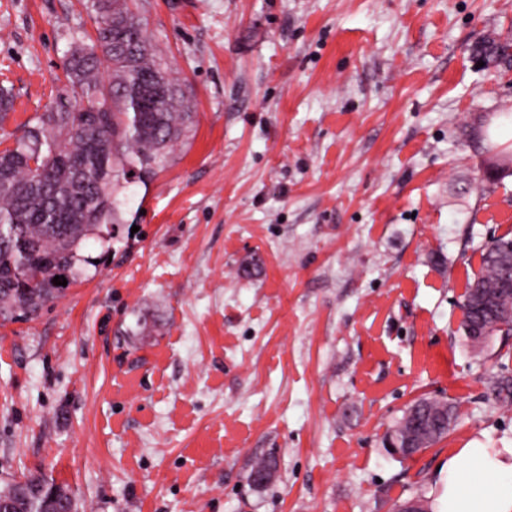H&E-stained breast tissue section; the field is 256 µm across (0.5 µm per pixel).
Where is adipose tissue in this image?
I'll return each mask as SVG.
<instances>
[{
	"instance_id": "obj_1",
	"label": "adipose tissue",
	"mask_w": 512,
	"mask_h": 512,
	"mask_svg": "<svg viewBox=\"0 0 512 512\" xmlns=\"http://www.w3.org/2000/svg\"><path fill=\"white\" fill-rule=\"evenodd\" d=\"M432 512H512V447L472 442L436 470Z\"/></svg>"
}]
</instances>
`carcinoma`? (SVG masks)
<instances>
[{
  "mask_svg": "<svg viewBox=\"0 0 512 512\" xmlns=\"http://www.w3.org/2000/svg\"><path fill=\"white\" fill-rule=\"evenodd\" d=\"M96 13V40L77 48L67 63V77L96 110L62 105L45 112L24 131L12 148L0 150V317L32 319L61 296L67 282L83 277L81 245L90 238L110 240L119 224V189L129 173L147 178L165 165L174 144L193 123L188 101L157 60L144 36L143 24L127 0H91ZM142 35V45H124L129 30ZM488 62L511 63L512 44L480 47ZM109 72L104 80L101 69ZM512 238L493 240L481 255V270L469 284L461 305V327L483 330L502 320L512 335V295H500L493 309L472 304L474 292L508 287L512 267L504 268ZM416 415H402L385 440L399 446L400 457L412 456L404 439L429 424L426 446L448 434L456 407L446 401L420 398ZM277 469L275 459L258 461L250 472L252 485ZM44 491L34 494L21 483L0 489V512H78L73 495L39 473L25 476Z\"/></svg>",
  "mask_w": 512,
  "mask_h": 512,
  "instance_id": "cac0c4a2",
  "label": "carcinoma"
}]
</instances>
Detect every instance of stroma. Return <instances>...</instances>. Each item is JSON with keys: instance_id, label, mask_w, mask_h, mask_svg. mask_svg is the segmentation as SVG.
<instances>
[{"instance_id": "stroma-1", "label": "stroma", "mask_w": 512, "mask_h": 512, "mask_svg": "<svg viewBox=\"0 0 512 512\" xmlns=\"http://www.w3.org/2000/svg\"><path fill=\"white\" fill-rule=\"evenodd\" d=\"M195 122L119 193L116 237L33 319L0 320V485L41 470L79 512H393L471 441L512 446V336L474 355L460 304L512 176V0H128ZM95 35L87 0H0L11 147ZM455 405L421 454L382 441ZM275 456L265 489L252 465ZM413 404L417 406L416 416H408L406 415V411H404L401 418L386 434L384 439L385 448H387V443L389 440H393L400 447H404V439L415 433L417 431V426L422 424L428 425L431 417L443 418L440 420V423L437 426L433 425L431 431L424 434L426 439V445L424 449H427L435 442L446 436L449 429L456 420V407L447 401L420 398ZM387 451L391 455L396 456L388 448Z\"/></svg>"}]
</instances>
